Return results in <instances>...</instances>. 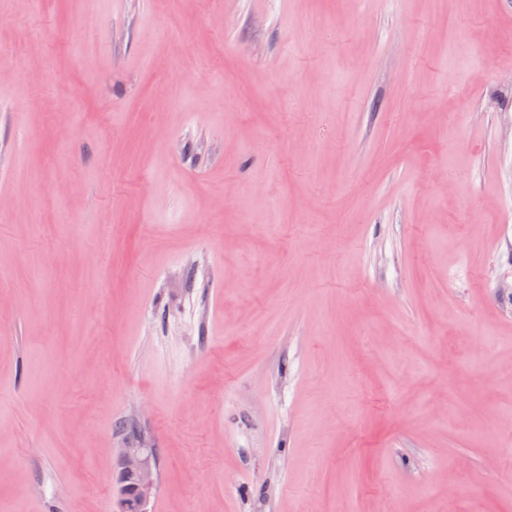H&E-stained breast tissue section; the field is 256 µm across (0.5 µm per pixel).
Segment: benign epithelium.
Returning <instances> with one entry per match:
<instances>
[{
  "instance_id": "1",
  "label": "benign epithelium",
  "mask_w": 512,
  "mask_h": 512,
  "mask_svg": "<svg viewBox=\"0 0 512 512\" xmlns=\"http://www.w3.org/2000/svg\"><path fill=\"white\" fill-rule=\"evenodd\" d=\"M120 504L129 505L134 496L137 512H147L146 506L156 484L154 450L138 442H129L119 455Z\"/></svg>"
}]
</instances>
